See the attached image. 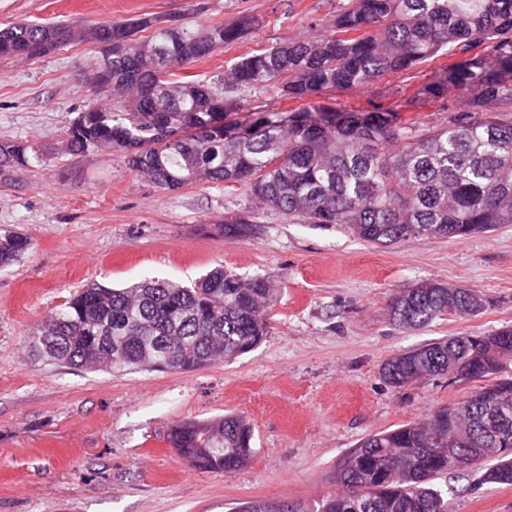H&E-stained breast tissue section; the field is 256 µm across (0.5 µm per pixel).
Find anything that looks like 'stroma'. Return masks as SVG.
Returning <instances> with one entry per match:
<instances>
[{
	"mask_svg": "<svg viewBox=\"0 0 512 512\" xmlns=\"http://www.w3.org/2000/svg\"><path fill=\"white\" fill-rule=\"evenodd\" d=\"M339 0H0V29L12 23L91 25L141 15L210 25L258 20L238 41L187 66L215 82L256 50L330 34ZM99 54L74 38L24 61L0 58V141L40 159L0 177V235L20 233L28 250L0 268V512H231L276 499L309 512L336 494L337 467L367 435L425 419L459 401L471 382L445 376L402 388L384 362L418 345L512 326V224L464 240L412 238L374 246L336 224H306L257 210L247 185L158 188L129 172L121 155L66 148V131L106 96L89 82ZM437 62L376 84L304 99L277 90L228 112H362L381 103L404 117L442 122L408 104ZM253 210L260 230L227 238L217 224ZM221 267L262 275L279 293L269 332L250 352L191 371H106L69 366L31 336L90 283L123 288L145 278L189 285ZM421 282L464 286L485 308L422 329L395 326L391 297ZM224 415L253 430V454L234 472L190 466L168 441L181 422ZM481 470L438 477L452 512H512V486L485 484Z\"/></svg>",
	"mask_w": 512,
	"mask_h": 512,
	"instance_id": "stroma-1",
	"label": "stroma"
}]
</instances>
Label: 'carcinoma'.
Masks as SVG:
<instances>
[{"label":"carcinoma","instance_id":"obj_1","mask_svg":"<svg viewBox=\"0 0 512 512\" xmlns=\"http://www.w3.org/2000/svg\"><path fill=\"white\" fill-rule=\"evenodd\" d=\"M253 24L187 27L138 16L103 21L85 30L112 39L113 107H90L68 131L73 153L104 149L127 169L162 189L198 181L250 185L262 209L307 224H341L361 240L390 246L410 238L463 239L512 224V0H347L334 30L246 55L224 71L221 86L175 69L206 59L237 41ZM75 37L73 26L21 21L0 30V57L44 55ZM460 56L411 103L448 113L439 124L404 121L392 110L322 112L285 124L260 118L246 126L224 122L244 96L272 88L292 99L368 86L389 73L439 57ZM39 160L31 147L0 143V173ZM246 216L224 217L227 237L253 232ZM27 237H0V268L28 248ZM278 288L258 276L245 281L215 269L193 286L148 280L128 288L91 283L77 291L37 333L56 336V361L103 365L121 372L152 368L157 353L178 346L186 365L232 360L268 335L267 309ZM475 291L423 282L399 291L390 319L419 329L443 316L473 315ZM512 360V328L462 334L422 344L389 358L385 381L402 388L460 367L459 379H500ZM484 408L466 400L435 408L424 421L365 437L340 465L343 491L322 500L319 512H450L433 485L494 456L484 481L512 486L509 431L482 428ZM170 443L203 470L235 471L252 453V430L226 415L176 426ZM259 500L242 512H281Z\"/></svg>","mask_w":512,"mask_h":512}]
</instances>
